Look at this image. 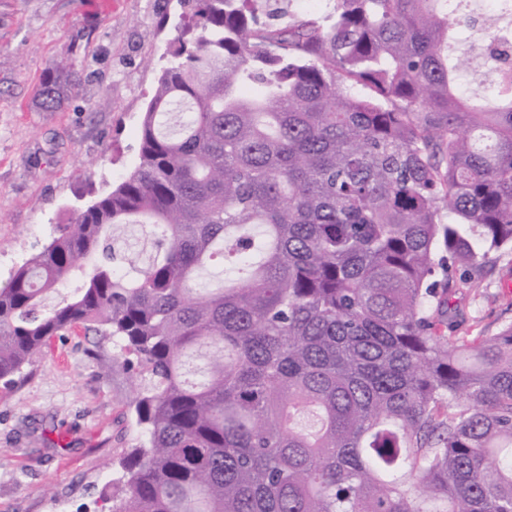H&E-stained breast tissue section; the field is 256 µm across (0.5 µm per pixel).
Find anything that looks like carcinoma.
<instances>
[{
	"label": "carcinoma",
	"instance_id": "carcinoma-1",
	"mask_svg": "<svg viewBox=\"0 0 512 512\" xmlns=\"http://www.w3.org/2000/svg\"><path fill=\"white\" fill-rule=\"evenodd\" d=\"M257 2L197 0L133 173L0 286V385L75 325L133 358L111 512H512V324L454 304L512 253V52L464 97L454 0ZM288 1V12L295 17L316 16L321 17L332 11L334 0H312V6L305 5L302 1L308 0H286Z\"/></svg>",
	"mask_w": 512,
	"mask_h": 512
}]
</instances>
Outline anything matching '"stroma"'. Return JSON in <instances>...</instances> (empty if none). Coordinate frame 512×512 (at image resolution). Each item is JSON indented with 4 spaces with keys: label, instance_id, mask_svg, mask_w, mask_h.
Segmentation results:
<instances>
[{
    "label": "stroma",
    "instance_id": "35a3bbf8",
    "mask_svg": "<svg viewBox=\"0 0 512 512\" xmlns=\"http://www.w3.org/2000/svg\"><path fill=\"white\" fill-rule=\"evenodd\" d=\"M193 25L184 0H0V285L135 169L142 116ZM60 58L81 82L47 111L38 91ZM456 303L461 335L512 323V261ZM26 373L0 388V512H107L101 489L138 443L123 356L76 326Z\"/></svg>",
    "mask_w": 512,
    "mask_h": 512
}]
</instances>
